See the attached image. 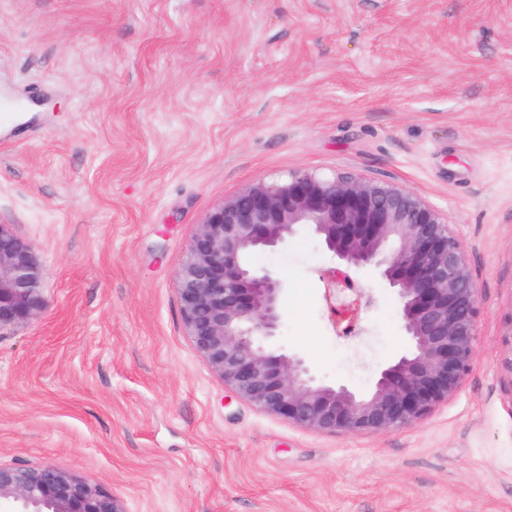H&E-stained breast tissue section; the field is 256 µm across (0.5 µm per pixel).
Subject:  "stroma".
Returning a JSON list of instances; mask_svg holds the SVG:
<instances>
[{
	"instance_id": "stroma-1",
	"label": "stroma",
	"mask_w": 512,
	"mask_h": 512,
	"mask_svg": "<svg viewBox=\"0 0 512 512\" xmlns=\"http://www.w3.org/2000/svg\"><path fill=\"white\" fill-rule=\"evenodd\" d=\"M0 221L47 307L0 336V463L49 464L129 512H512V0H0ZM309 170L411 190L478 288L472 368L418 423L319 434L236 397L186 335L176 272L242 188ZM275 346L363 389L403 349L375 273L336 339L334 255H256Z\"/></svg>"
}]
</instances>
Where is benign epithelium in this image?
Wrapping results in <instances>:
<instances>
[{"instance_id":"7a95c632","label":"benign epithelium","mask_w":512,"mask_h":512,"mask_svg":"<svg viewBox=\"0 0 512 512\" xmlns=\"http://www.w3.org/2000/svg\"><path fill=\"white\" fill-rule=\"evenodd\" d=\"M303 227L338 258L328 282L355 298L331 307L354 323L361 291L352 272L373 268L394 290L406 347L365 390L327 385L304 355L268 341L280 327L284 283L256 267ZM186 335L212 371L261 411L317 433H378L410 426L451 397L478 340V288L448 217L413 191L356 175L296 170L224 201L199 225L177 272ZM32 247L0 221V332L46 307ZM0 512H128L124 500L51 465L0 463Z\"/></svg>"}]
</instances>
